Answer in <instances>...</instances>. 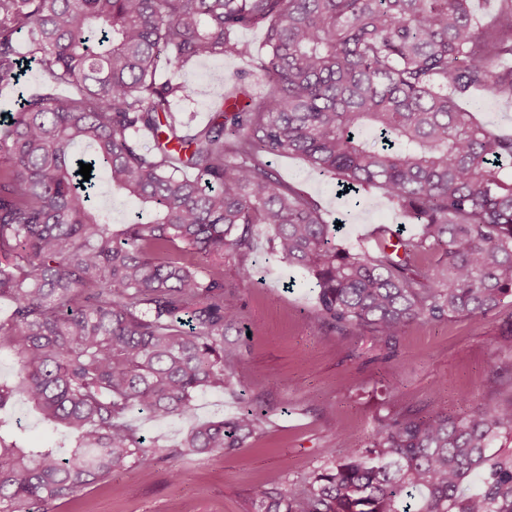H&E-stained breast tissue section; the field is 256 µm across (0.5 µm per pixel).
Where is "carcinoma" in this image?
<instances>
[{
    "label": "carcinoma",
    "instance_id": "cac0c4a2",
    "mask_svg": "<svg viewBox=\"0 0 512 512\" xmlns=\"http://www.w3.org/2000/svg\"><path fill=\"white\" fill-rule=\"evenodd\" d=\"M485 23L471 0H0V88L31 59L76 90L21 96L0 118V348L17 358L0 412L18 397L71 446L26 447L0 417V512L70 497L156 451L128 419L187 418L197 393L233 387L242 306L224 282L257 224L273 254L318 289L315 319L385 347L418 322L485 316L512 300V135L457 101H512V0ZM249 103L236 87L192 135L172 117L189 84L158 76L253 51ZM29 37L25 54L17 48ZM155 133L153 145L138 133ZM268 155H299L358 200L378 188L414 231L375 246L336 243V225ZM92 165L89 180L80 163ZM136 208L114 228L98 177ZM266 413L193 427L167 456L233 453ZM512 401L493 412L389 411L254 512H512Z\"/></svg>",
    "mask_w": 512,
    "mask_h": 512
}]
</instances>
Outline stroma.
<instances>
[{
  "label": "stroma",
  "mask_w": 512,
  "mask_h": 512,
  "mask_svg": "<svg viewBox=\"0 0 512 512\" xmlns=\"http://www.w3.org/2000/svg\"><path fill=\"white\" fill-rule=\"evenodd\" d=\"M246 60L223 57L181 70L180 80L194 95L175 102L183 131L203 128L218 94L246 78L253 98L263 85L249 77ZM270 163L282 181L319 202L327 214L343 218L341 242L362 247L368 230L399 224L396 206L380 190L363 193L359 206H348L333 181L299 156H274ZM250 279L224 260V281L242 305L239 343L242 356L235 387L207 390L195 399L193 419L159 420L146 413L132 418L147 444L180 443L192 420L234 416L242 398L267 406V426L234 454L205 459L194 455L162 457L150 468L112 475L71 497L47 505L45 512H252L251 503L272 484L287 485L325 462L337 433L362 446L378 418L391 406L424 414L434 405L456 413L490 410L512 399V308L441 323H416L392 348L369 334L344 335L314 320L316 292L302 270L277 262L269 235L256 226L249 259ZM467 399H460V392ZM24 440L32 446L61 442L24 403L10 412Z\"/></svg>",
  "instance_id": "35a3bbf8"
}]
</instances>
